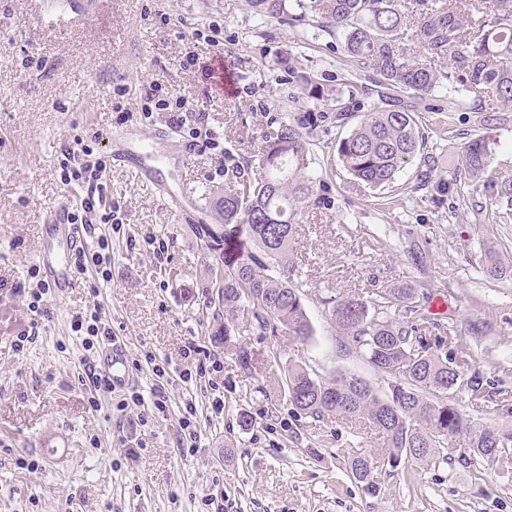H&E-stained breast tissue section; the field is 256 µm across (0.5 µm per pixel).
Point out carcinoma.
<instances>
[{"mask_svg": "<svg viewBox=\"0 0 512 512\" xmlns=\"http://www.w3.org/2000/svg\"><path fill=\"white\" fill-rule=\"evenodd\" d=\"M262 20L308 22L342 38L349 63L375 73L382 106L364 113L348 136L340 139L337 161L354 178L372 188H389L397 175L416 163L435 167L424 153L425 138L400 95H428L455 79L475 102L488 95L512 112V0H247ZM496 7L494 25L477 27L467 17ZM433 60L453 62L447 72L421 63L410 41ZM309 132L299 122L281 121L259 155V170L237 176L210 196L216 224H194L210 264L204 286L205 309L212 311L216 342L232 346V337L254 330L304 341L313 326L303 303L293 258L298 227L318 203L317 177L309 171ZM492 150L473 140L462 151L458 168L492 204L480 215L482 224H512V178L488 175ZM486 277L512 280V265L486 254ZM222 303L213 309L214 293ZM325 315L345 339L384 376L387 390L376 392L365 380L344 374L321 375L288 364L277 387L287 389L288 402L299 416L315 421L367 423L385 453L348 458L352 478L377 490L379 461L395 468L401 460L430 462L441 450L464 442L472 459L495 462L512 458V427L487 425L463 414L455 397L464 394L471 406L493 402L508 414V399L493 400L480 377L468 374L466 351L448 353L439 340L423 334L427 316L419 311L415 289L384 288L369 297L323 298ZM403 308L414 314L404 324L392 316Z\"/></svg>", "mask_w": 512, "mask_h": 512, "instance_id": "1", "label": "carcinoma"}]
</instances>
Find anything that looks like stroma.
<instances>
[{"label": "stroma", "mask_w": 512, "mask_h": 512, "mask_svg": "<svg viewBox=\"0 0 512 512\" xmlns=\"http://www.w3.org/2000/svg\"><path fill=\"white\" fill-rule=\"evenodd\" d=\"M73 3L82 18L60 26L56 15ZM285 44L311 84L276 64ZM219 55L235 89L229 102L208 76ZM349 76L367 88L353 103ZM371 84L352 74L340 38L312 25L260 20L246 0H0V512H207L204 498L215 491L224 494V512H512V462H471L460 447L432 462L384 467L377 491L368 492L351 478L347 455H376L374 439L301 417L287 396L270 391L289 362L384 390L356 350L341 348L321 300L365 298L406 283L430 321L428 335L456 326L470 372L487 390L512 395V282L482 272L489 251L512 263V224L476 223L471 187L451 185L464 145L476 139L492 148L491 174L512 178V118L488 124L482 113L456 109L461 88L452 82L407 97L427 152L438 158L429 185L417 187L412 166L393 187L358 186L336 163L337 144L351 128L337 126L334 115L340 102L358 115L379 106ZM153 88L202 110L222 148L182 165L187 131L170 128L166 112L142 110ZM285 118L307 127L309 169L321 179L320 202L308 210L295 246L314 333L304 342L239 337L265 358L247 371L201 320L200 277L209 257L191 227L213 223L206 194L234 173L252 174L266 136ZM127 128L149 150L144 163L196 206L174 216L131 169L109 168L105 195L120 205L123 223L112 235V278L99 301L113 335L127 345L130 388L141 397L120 412L117 392L101 409L88 403L94 388L81 339L70 330L88 302L86 283L49 296L48 318L19 352L12 345L29 312L12 290L36 263L42 224L84 195L60 181L64 149L75 138ZM439 182L450 183L448 193L436 192ZM192 341L220 365L211 381L180 379L193 367L184 354ZM149 355L155 364L146 363ZM157 365L165 376L154 373ZM158 391L169 398L163 415L148 411ZM190 396L193 440L180 423ZM217 397L224 400L220 415L211 408ZM141 414L148 423L131 457L123 440ZM244 414L250 427L239 422ZM24 460L36 470L21 468Z\"/></svg>", "instance_id": "obj_1"}]
</instances>
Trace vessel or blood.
Here are the masks:
<instances>
[{
  "instance_id": "obj_1",
  "label": "vessel or blood",
  "mask_w": 512,
  "mask_h": 512,
  "mask_svg": "<svg viewBox=\"0 0 512 512\" xmlns=\"http://www.w3.org/2000/svg\"><path fill=\"white\" fill-rule=\"evenodd\" d=\"M68 207H61L46 226V236L40 251L38 266L45 282L54 292L62 293L74 286L72 258L84 245L78 225L68 220ZM100 371L112 389L123 388L130 380V368L125 344L112 340L105 348Z\"/></svg>"
}]
</instances>
